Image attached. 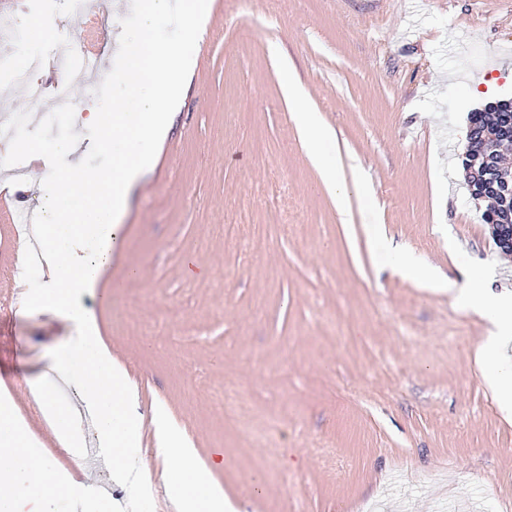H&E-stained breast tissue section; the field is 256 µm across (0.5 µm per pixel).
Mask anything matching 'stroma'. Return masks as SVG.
<instances>
[{
  "instance_id": "stroma-1",
  "label": "stroma",
  "mask_w": 512,
  "mask_h": 512,
  "mask_svg": "<svg viewBox=\"0 0 512 512\" xmlns=\"http://www.w3.org/2000/svg\"><path fill=\"white\" fill-rule=\"evenodd\" d=\"M84 0H0L16 19L57 18L54 39L22 45L36 78L58 41L108 46L124 21L105 4L72 23ZM292 76L334 134L349 222L311 162L284 91ZM512 96V0H209L200 52L151 173L131 192L122 243L85 308L137 387L135 408L163 405L187 427L232 512H512V419L476 365L480 319L446 292L404 278L389 247L440 277L482 272L512 290L503 254L467 190L468 114ZM11 137H92L68 111L0 100ZM0 214V300L38 289L44 267L19 265L27 235L13 214L41 215L43 172L24 175ZM288 213L284 224L268 212ZM236 227L235 240L224 236ZM202 268L186 274L188 264ZM75 330L43 308L0 314V384L56 468L70 456L27 384L78 405L51 363ZM232 389L239 416L224 419ZM131 455L157 480L139 512H175L158 477L152 431ZM43 512H74L128 490L109 467L78 475Z\"/></svg>"
}]
</instances>
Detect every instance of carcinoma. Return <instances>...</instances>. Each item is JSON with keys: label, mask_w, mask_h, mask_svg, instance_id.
I'll list each match as a JSON object with an SVG mask.
<instances>
[{"label": "carcinoma", "mask_w": 512, "mask_h": 512, "mask_svg": "<svg viewBox=\"0 0 512 512\" xmlns=\"http://www.w3.org/2000/svg\"><path fill=\"white\" fill-rule=\"evenodd\" d=\"M512 119V99L502 98L487 102L483 108L469 113V126L467 138L469 149L461 159V165L466 172L467 186L470 196L479 200L481 191L477 179L484 169H496L505 175L512 171L503 165L504 157L501 155L503 147L507 143L500 140L495 145H490L487 135L499 131L500 127ZM490 202V207L484 212V222L488 225L497 223L499 212L504 205L493 197L483 198Z\"/></svg>", "instance_id": "carcinoma-1"}]
</instances>
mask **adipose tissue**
<instances>
[{"instance_id": "adipose-tissue-1", "label": "adipose tissue", "mask_w": 512, "mask_h": 512, "mask_svg": "<svg viewBox=\"0 0 512 512\" xmlns=\"http://www.w3.org/2000/svg\"><path fill=\"white\" fill-rule=\"evenodd\" d=\"M204 10L203 0H128L125 5L133 25L119 34L123 64L109 77L126 84L130 92L113 98L107 108H90L81 119L82 125L98 132L100 146L111 150V168L84 171L78 147L71 141L48 148L38 139L20 137L12 145L18 154L49 151L58 160L49 173L47 212L35 227L48 275L27 299L31 306L48 303L62 310L80 331L72 350L55 367L76 372L85 410L101 446L112 456L116 481L138 484L142 470L126 450L144 422L154 425L166 490L178 512H224V497L211 480L224 460H201L185 428L170 421L162 409H154L148 419L135 413L128 374L113 362L80 298L94 293L121 241L119 219L126 199L152 169L157 146L199 51ZM285 92L297 105L295 121L312 163L335 195L337 207H344L348 195L336 158L324 150L332 138L330 131L318 113L304 105L302 91L293 80H286ZM448 292L464 310L486 322L478 366L495 399L503 409H512V369H506L503 355L512 341V292H492L483 280L473 277L462 285H449ZM38 401L58 443L70 450L73 463H80L79 415L49 394L39 393ZM40 446L18 415L13 397L0 394V512H39L48 497L67 490V482Z\"/></svg>"}]
</instances>
